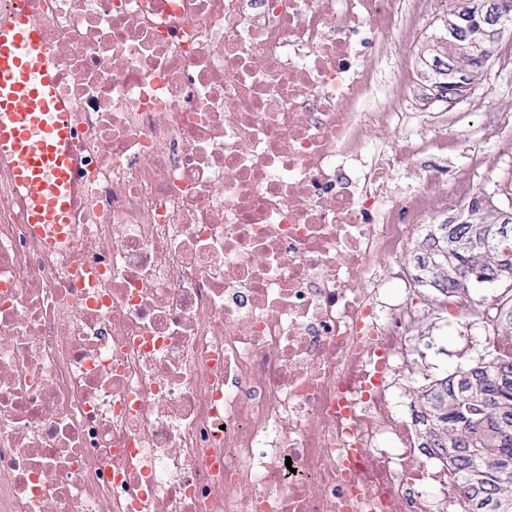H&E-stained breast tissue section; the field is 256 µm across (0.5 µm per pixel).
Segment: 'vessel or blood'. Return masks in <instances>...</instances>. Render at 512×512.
I'll return each mask as SVG.
<instances>
[{"label": "vessel or blood", "instance_id": "b4317fda", "mask_svg": "<svg viewBox=\"0 0 512 512\" xmlns=\"http://www.w3.org/2000/svg\"><path fill=\"white\" fill-rule=\"evenodd\" d=\"M59 72L46 32L19 0L0 22V163L8 164L35 232L66 238L79 180L76 127L58 91Z\"/></svg>", "mask_w": 512, "mask_h": 512}]
</instances>
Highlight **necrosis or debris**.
<instances>
[{"label":"necrosis or debris","mask_w":512,"mask_h":512,"mask_svg":"<svg viewBox=\"0 0 512 512\" xmlns=\"http://www.w3.org/2000/svg\"><path fill=\"white\" fill-rule=\"evenodd\" d=\"M82 203L36 234L0 163V512H460L407 419L422 222L359 63L433 0H29Z\"/></svg>","instance_id":"4bbe7bcc"}]
</instances>
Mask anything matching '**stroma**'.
<instances>
[{
  "label": "stroma",
  "instance_id": "obj_1",
  "mask_svg": "<svg viewBox=\"0 0 512 512\" xmlns=\"http://www.w3.org/2000/svg\"><path fill=\"white\" fill-rule=\"evenodd\" d=\"M439 17V10H432L418 33L397 32L392 50L385 58H378L369 43L359 46L361 64L379 74L371 108L384 107L389 100L397 99L406 111L425 119L415 133L430 142L431 148L413 162L414 180L430 201L425 224H439L447 218L450 209L443 201L456 180L469 181L478 193L493 192L496 186L512 181V129H507L499 141L484 138L486 128L501 113H512V68L501 64L502 58L512 52V37L499 43L484 78L469 97L450 107L437 104L425 109L419 102L417 53ZM472 150L488 155V165L477 169L464 167L462 155ZM425 224L409 230L403 251L393 261L404 276L413 273L410 254ZM471 321V316L459 308L457 299L451 298L439 318H427L413 329L412 344L417 353L423 354L429 377L439 378L453 369L468 367L486 354L488 347L475 338Z\"/></svg>",
  "mask_w": 512,
  "mask_h": 512
}]
</instances>
